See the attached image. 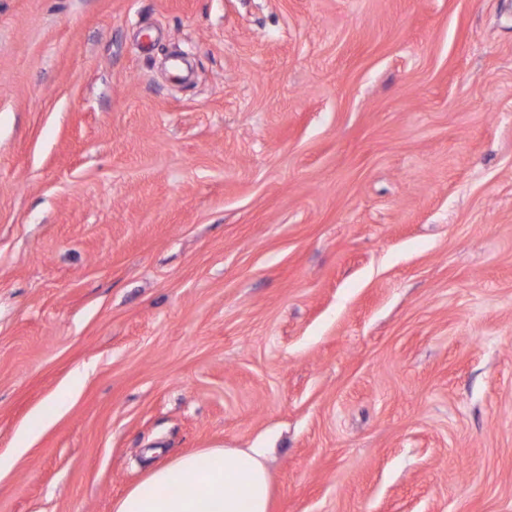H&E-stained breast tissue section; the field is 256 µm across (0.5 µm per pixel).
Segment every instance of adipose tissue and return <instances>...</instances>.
Segmentation results:
<instances>
[{
	"label": "adipose tissue",
	"mask_w": 512,
	"mask_h": 512,
	"mask_svg": "<svg viewBox=\"0 0 512 512\" xmlns=\"http://www.w3.org/2000/svg\"><path fill=\"white\" fill-rule=\"evenodd\" d=\"M261 450L207 448L151 468L113 512H270Z\"/></svg>",
	"instance_id": "1"
}]
</instances>
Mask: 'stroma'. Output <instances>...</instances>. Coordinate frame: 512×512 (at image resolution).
Listing matches in <instances>:
<instances>
[{"instance_id":"1","label":"stroma","mask_w":512,"mask_h":512,"mask_svg":"<svg viewBox=\"0 0 512 512\" xmlns=\"http://www.w3.org/2000/svg\"><path fill=\"white\" fill-rule=\"evenodd\" d=\"M204 448L512 512V0H0V512Z\"/></svg>"}]
</instances>
